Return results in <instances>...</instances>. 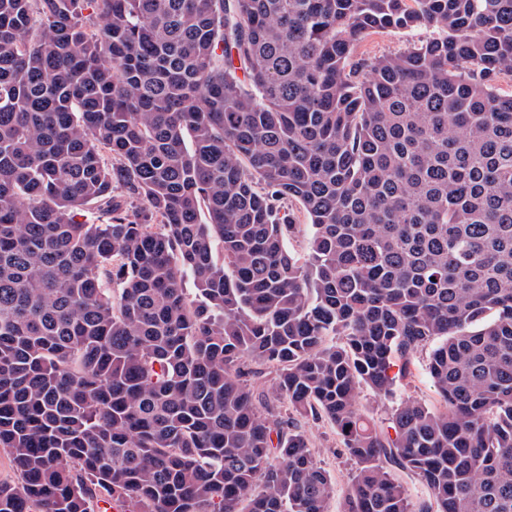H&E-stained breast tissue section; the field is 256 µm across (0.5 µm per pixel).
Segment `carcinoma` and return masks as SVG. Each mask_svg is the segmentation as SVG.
<instances>
[{"label": "carcinoma", "instance_id": "cac0c4a2", "mask_svg": "<svg viewBox=\"0 0 512 512\" xmlns=\"http://www.w3.org/2000/svg\"><path fill=\"white\" fill-rule=\"evenodd\" d=\"M506 77L512 0H0V512H328L294 415L344 512H512ZM431 32L426 29H414L401 32H377L370 35L354 51L353 61L363 58H375L395 53L410 44L426 40ZM428 351L417 355L413 365L411 366V375L400 381L396 394L392 400H385L376 396L371 390L363 388L359 394V403L365 409L371 419V423L379 429L389 431L392 435L393 431L388 428V419L391 409L399 401L406 398H414L428 403L429 405L438 406L439 397L426 370ZM296 423L306 435L317 462L335 479L336 496L328 504L330 512H342L345 494L357 467L355 461L350 459L336 430L327 421L298 418Z\"/></svg>", "mask_w": 512, "mask_h": 512}]
</instances>
